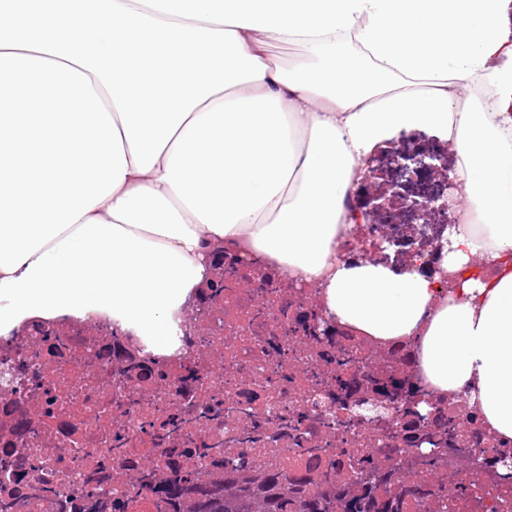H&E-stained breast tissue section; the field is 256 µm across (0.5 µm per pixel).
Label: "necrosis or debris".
I'll return each instance as SVG.
<instances>
[{"label": "necrosis or debris", "mask_w": 512, "mask_h": 512, "mask_svg": "<svg viewBox=\"0 0 512 512\" xmlns=\"http://www.w3.org/2000/svg\"><path fill=\"white\" fill-rule=\"evenodd\" d=\"M388 235L399 237L393 252L405 265L427 268L457 296L456 275L435 250L431 227L406 237L397 224H354L336 256L360 259L365 238ZM296 284L292 294L253 283L228 288L205 317L175 315L167 353L101 318L36 321L0 334V421L13 428L9 439L0 438V499L53 486L63 493L64 512H76L86 493L124 496L131 475L167 463L160 435L169 431L180 442V462L201 471L209 465L203 447L215 442L232 448L236 463L274 465L309 483L329 470L349 477L363 454L386 467L397 463L407 444L390 431L408 424L404 408L363 405L355 395L331 399L319 379L332 372L350 381L367 376L402 344L377 349L343 333L361 362L336 367L335 347L312 345L298 333L297 317L318 320L322 306L312 283ZM94 326L111 328V340L92 335ZM125 356L144 362L145 372L121 373ZM189 401L218 410L217 419L200 430L182 424ZM425 410L454 420L483 465L449 497L448 512H512V479L488 465L512 456V440L490 431L462 396L430 392Z\"/></svg>", "instance_id": "necrosis-or-debris-1"}]
</instances>
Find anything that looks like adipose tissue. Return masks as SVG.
I'll return each instance as SVG.
<instances>
[{"label": "adipose tissue", "mask_w": 512, "mask_h": 512, "mask_svg": "<svg viewBox=\"0 0 512 512\" xmlns=\"http://www.w3.org/2000/svg\"><path fill=\"white\" fill-rule=\"evenodd\" d=\"M511 21L512 0H0V333L101 315L164 351L231 244L347 331L416 339L427 385L512 440ZM411 128L449 141L479 222L451 236L459 301L336 257L362 159ZM269 55L286 65H298L306 59L305 49L297 43H274L269 47Z\"/></svg>", "instance_id": "1"}]
</instances>
